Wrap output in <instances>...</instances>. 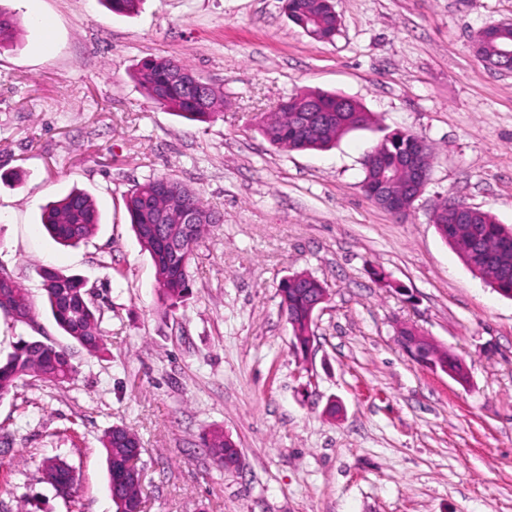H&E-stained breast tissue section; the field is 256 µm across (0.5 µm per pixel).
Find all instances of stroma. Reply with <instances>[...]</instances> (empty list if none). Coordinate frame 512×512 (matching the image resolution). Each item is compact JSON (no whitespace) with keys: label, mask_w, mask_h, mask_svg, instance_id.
<instances>
[{"label":"stroma","mask_w":512,"mask_h":512,"mask_svg":"<svg viewBox=\"0 0 512 512\" xmlns=\"http://www.w3.org/2000/svg\"><path fill=\"white\" fill-rule=\"evenodd\" d=\"M334 2L340 26L321 42L281 0H143L130 17L101 0H0L19 28L0 51V265L35 305L34 326L0 317V357L36 332L78 367L0 401V512H115L101 445L115 425L141 443L145 512H512V298L431 222L456 198L512 227V72L473 45L512 21V0ZM166 55L223 89V114L191 122L146 96L133 73ZM300 89L353 98L375 122L284 152L259 125ZM395 130L434 150L402 218L362 189L364 155ZM161 175L223 217L173 309L125 207ZM75 188L101 220L67 247L41 214ZM45 267L94 285L101 354L57 328ZM302 271L328 289L304 355L279 296ZM402 324L458 356L467 382L407 356ZM213 428L240 467L213 464ZM50 457L75 468L72 498L44 481Z\"/></svg>","instance_id":"35a3bbf8"}]
</instances>
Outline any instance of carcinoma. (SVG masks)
<instances>
[{"label": "carcinoma", "mask_w": 512, "mask_h": 512, "mask_svg": "<svg viewBox=\"0 0 512 512\" xmlns=\"http://www.w3.org/2000/svg\"><path fill=\"white\" fill-rule=\"evenodd\" d=\"M112 13L131 16L138 12L141 0H102ZM284 12L289 20L305 32L329 39L336 35L337 17L332 0H284ZM17 29L12 17L0 11V49L13 45ZM136 79L145 94L155 103L175 111L190 121L207 122L224 108V91L195 75L183 60L175 56L145 59L136 70ZM317 105L331 111L333 120L304 130L305 108ZM336 94L317 90H300L282 101L260 126V133L273 146L285 151L324 150L347 133L373 124V118L362 106L350 112L334 113ZM422 137L409 131H393L381 140V153L386 164H364L363 182L373 186L383 176L395 177L398 182L407 178L397 159ZM160 177L153 176L138 183L126 196V210L131 227L144 250L148 251L156 270L158 288L170 307H175L191 290L189 267L195 250L208 227L221 220L220 214L206 206L200 193L182 181L166 177L169 194H153ZM185 205L208 213L207 219L185 238L178 254L168 252V239L180 232L181 225L173 221L158 224L161 210L174 215ZM435 226L439 234L458 256L468 252L467 241L475 236L485 252L495 257V264L483 270L482 278L499 283L498 293L512 297V229L503 227L489 212L475 209L469 222H459L448 201L436 207ZM41 224L49 235L63 246H74L90 237L99 224V214L92 196L73 190L65 197L48 204L42 212ZM46 304L58 328L74 343L90 354L104 350L101 334L102 308L95 299L93 288L79 275H64L46 269L42 274ZM327 293L325 284L307 272L295 273L285 279L279 289L281 307L291 326L294 343L310 335L311 302ZM0 314L15 323L34 324V304L29 295L14 280L11 272L0 266ZM432 354L448 365V371L461 381L467 372L461 361L448 352L432 349ZM77 367L69 348L49 343L37 336H28L14 345L13 351L0 358V400L28 378L36 377L46 383L64 384L74 378ZM136 435L123 426L106 430L101 442L106 452L109 485L117 512H142V492L139 482L123 475L119 461L129 452ZM213 463L224 470L236 465L238 450L224 438V431L214 429L203 439ZM45 480L63 498L73 496L71 487L76 479L75 469L59 459L43 464Z\"/></svg>", "instance_id": "cac0c4a2"}]
</instances>
